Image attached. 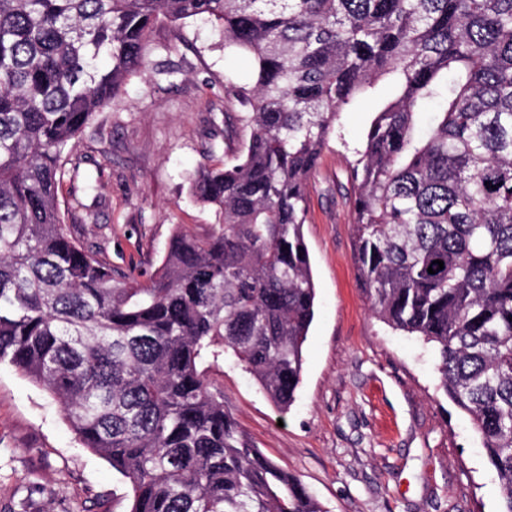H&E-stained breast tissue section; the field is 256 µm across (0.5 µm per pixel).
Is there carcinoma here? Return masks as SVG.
<instances>
[{
  "label": "carcinoma",
  "mask_w": 512,
  "mask_h": 512,
  "mask_svg": "<svg viewBox=\"0 0 512 512\" xmlns=\"http://www.w3.org/2000/svg\"><path fill=\"white\" fill-rule=\"evenodd\" d=\"M201 16L252 60L251 85L226 82L245 136L190 182L220 230L176 229L141 286L68 231L63 158L159 21ZM384 82L348 169L371 312L433 345L512 512V0H0V364L125 479L126 512H325L201 366L229 353L290 409L315 315L307 188Z\"/></svg>",
  "instance_id": "cac0c4a2"
}]
</instances>
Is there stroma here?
<instances>
[{
    "label": "stroma",
    "mask_w": 512,
    "mask_h": 512,
    "mask_svg": "<svg viewBox=\"0 0 512 512\" xmlns=\"http://www.w3.org/2000/svg\"><path fill=\"white\" fill-rule=\"evenodd\" d=\"M179 38L158 47L94 121L108 155L83 139L62 211L86 205L95 222L71 232L113 269L148 283L175 228L206 237L223 218L195 201L189 182L207 161L231 163L244 137L226 110V80L246 83V55L225 51L208 19L159 25ZM374 101L342 113L308 188L303 226L316 285L296 401L279 413L232 358L210 367L224 410L253 447L297 475L325 512H498L499 491L467 415L439 390L431 346L376 318L354 261L346 200L354 147ZM127 486L81 446L58 405L0 365V512H124Z\"/></svg>",
    "instance_id": "obj_1"
}]
</instances>
